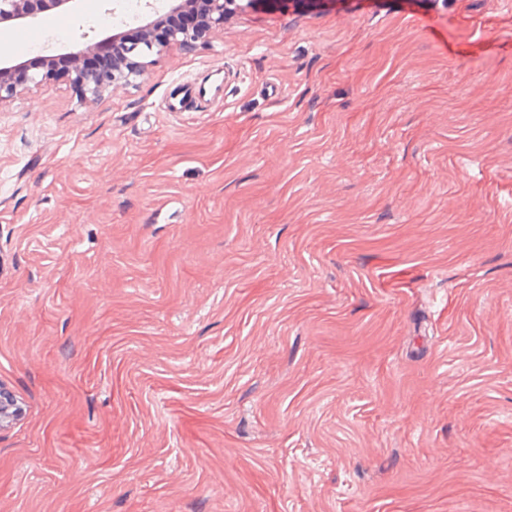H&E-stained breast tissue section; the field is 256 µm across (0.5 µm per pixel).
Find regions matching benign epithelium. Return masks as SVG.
<instances>
[{
  "instance_id": "1",
  "label": "benign epithelium",
  "mask_w": 512,
  "mask_h": 512,
  "mask_svg": "<svg viewBox=\"0 0 512 512\" xmlns=\"http://www.w3.org/2000/svg\"><path fill=\"white\" fill-rule=\"evenodd\" d=\"M79 0H0V24L14 22H32L49 8H65L73 10ZM253 0H167L171 11L193 12L202 17L203 26L198 29L174 28L168 32L167 38L158 42L154 39L153 30L157 20L147 15L139 26V36L127 42L123 36L110 35L100 41L77 45L63 54L70 63L69 81L80 95L91 101L102 99L109 88H117L131 84L144 73L145 63L138 57L145 52L161 54L172 46L190 48L204 40L214 29L224 26L226 16L236 10H244ZM118 47L113 56L112 68L87 69L86 60L97 50ZM55 58L43 59L39 71L31 73L23 63L0 59V103L57 80L54 76ZM21 414V408L13 395L0 387V429L9 426L15 417Z\"/></svg>"
}]
</instances>
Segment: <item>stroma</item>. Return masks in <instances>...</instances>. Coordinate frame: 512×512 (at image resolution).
<instances>
[{
    "mask_svg": "<svg viewBox=\"0 0 512 512\" xmlns=\"http://www.w3.org/2000/svg\"><path fill=\"white\" fill-rule=\"evenodd\" d=\"M145 62L0 102V512H512L504 0H254Z\"/></svg>",
    "mask_w": 512,
    "mask_h": 512,
    "instance_id": "stroma-1",
    "label": "stroma"
}]
</instances>
